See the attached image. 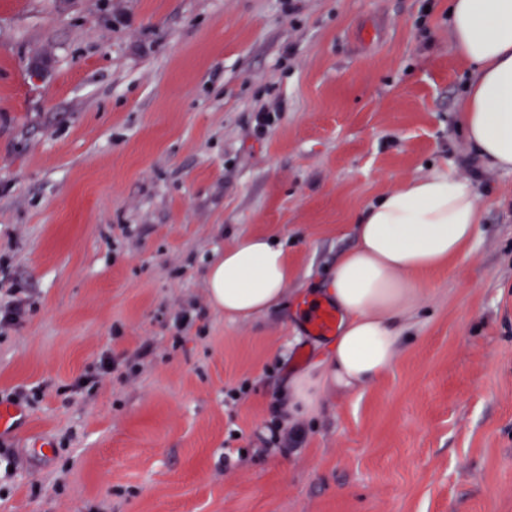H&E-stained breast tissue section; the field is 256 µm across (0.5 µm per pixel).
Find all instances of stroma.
Instances as JSON below:
<instances>
[{
	"label": "stroma",
	"instance_id": "1",
	"mask_svg": "<svg viewBox=\"0 0 512 512\" xmlns=\"http://www.w3.org/2000/svg\"><path fill=\"white\" fill-rule=\"evenodd\" d=\"M468 80L448 0H0V301L34 303L0 398L43 389L0 429V512H512V171L463 135ZM433 165L478 193L466 255L376 380L281 424L329 345L310 296ZM253 233L294 278L232 321L204 272ZM106 352L139 372L72 393Z\"/></svg>",
	"mask_w": 512,
	"mask_h": 512
}]
</instances>
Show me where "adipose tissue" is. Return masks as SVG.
<instances>
[{
	"instance_id": "obj_1",
	"label": "adipose tissue",
	"mask_w": 512,
	"mask_h": 512,
	"mask_svg": "<svg viewBox=\"0 0 512 512\" xmlns=\"http://www.w3.org/2000/svg\"><path fill=\"white\" fill-rule=\"evenodd\" d=\"M448 10L452 47L469 73L463 131L485 164L512 170V0H448ZM477 222L473 187L440 169L365 209L318 295L341 314L335 339L291 380L283 422L316 415L322 394L356 391L392 364L421 299L416 277L465 254ZM290 278L287 253L270 235L239 237L205 273L211 307L231 320L278 308Z\"/></svg>"
}]
</instances>
